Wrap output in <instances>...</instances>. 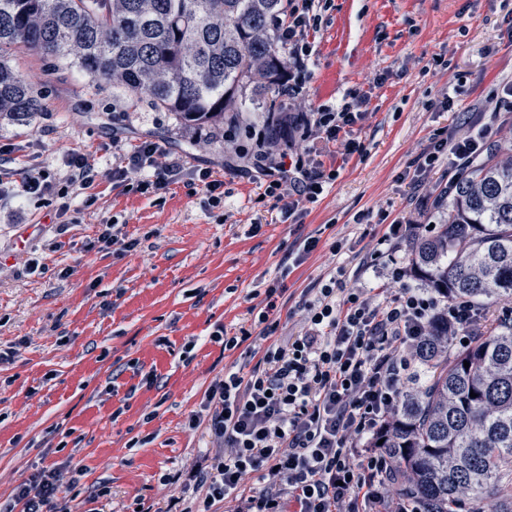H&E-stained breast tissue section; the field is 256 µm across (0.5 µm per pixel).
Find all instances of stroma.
Instances as JSON below:
<instances>
[{
	"mask_svg": "<svg viewBox=\"0 0 512 512\" xmlns=\"http://www.w3.org/2000/svg\"><path fill=\"white\" fill-rule=\"evenodd\" d=\"M310 40L306 102L361 95L366 117L353 131L362 152L345 159L321 145L338 176L295 220L251 165L246 132L265 129L271 113L228 112L223 129L188 131L174 113L81 71L33 51L13 56L42 108L24 122L0 120L13 186L0 199V505L52 471L71 512H167L179 487L165 475L202 462L209 444L190 416L202 414L216 375L247 362L215 332L250 326V307H264L274 281L284 290L282 333L295 334L303 289L336 274L350 287H388L363 265L384 219L443 222L445 166L417 191L406 170L436 130L478 119L490 89L512 83V0H331ZM144 140L187 159L161 207L109 179L113 159ZM69 150L94 164L97 202L61 232L53 208L20 187L35 161L62 182ZM201 168L223 180L219 204L194 184ZM103 218L134 249H94ZM309 236L317 250L282 274L293 242ZM342 239L347 250L332 254ZM31 259L47 273L29 272Z\"/></svg>",
	"mask_w": 512,
	"mask_h": 512,
	"instance_id": "1",
	"label": "stroma"
}]
</instances>
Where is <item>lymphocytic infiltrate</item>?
I'll return each mask as SVG.
<instances>
[{
	"mask_svg": "<svg viewBox=\"0 0 512 512\" xmlns=\"http://www.w3.org/2000/svg\"><path fill=\"white\" fill-rule=\"evenodd\" d=\"M330 0H288L278 26L288 58L284 95L303 94L309 79V31ZM364 118L354 104L320 105L283 112L276 119L281 144L269 149L257 139L255 171L267 177L268 192L285 215L316 202L335 171L315 161L316 140L337 143L342 155L360 152L353 127ZM498 130L492 121L437 130L414 160L417 174L443 157L455 170L468 168ZM66 191H58L44 168L22 183L25 195L53 206L60 226L80 223L95 203L88 190L94 167L81 153L64 158ZM180 163L152 141L140 142L112 166V183L128 191L165 193ZM408 272L391 263L390 288L371 293L332 283L306 289L298 305L301 331L279 333L274 319L276 286L265 290L255 328L225 337L226 350L244 348L254 365L226 370L205 392L212 449L184 475L183 496L174 512H418L394 484L397 463L374 441L396 414L408 385L420 380L418 346L439 316L448 320L449 342L471 340L481 320L473 302L441 304L429 288H410ZM53 474L40 473L13 492L6 512H69L59 505Z\"/></svg>",
	"mask_w": 512,
	"mask_h": 512,
	"instance_id": "obj_1",
	"label": "lymphocytic infiltrate"
}]
</instances>
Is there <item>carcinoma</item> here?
Here are the masks:
<instances>
[{
  "label": "carcinoma",
  "instance_id": "1",
  "mask_svg": "<svg viewBox=\"0 0 512 512\" xmlns=\"http://www.w3.org/2000/svg\"><path fill=\"white\" fill-rule=\"evenodd\" d=\"M288 0H0V117L40 111L8 58L30 49L173 112L186 129L224 126L282 87L275 23ZM448 217L410 242L419 280L445 300L512 312V141L463 171ZM469 367H464V362ZM423 383L401 399L382 448L420 512H512V318L455 349L437 322L421 347ZM477 397H470V393Z\"/></svg>",
  "mask_w": 512,
  "mask_h": 512
}]
</instances>
